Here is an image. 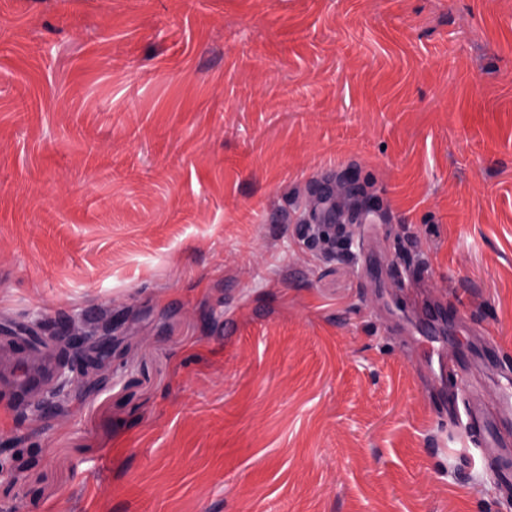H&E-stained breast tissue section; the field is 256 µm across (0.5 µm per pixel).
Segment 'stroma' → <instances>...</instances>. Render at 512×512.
I'll use <instances>...</instances> for the list:
<instances>
[{"mask_svg": "<svg viewBox=\"0 0 512 512\" xmlns=\"http://www.w3.org/2000/svg\"><path fill=\"white\" fill-rule=\"evenodd\" d=\"M352 176L382 221L299 217ZM376 269L368 271L366 256ZM512 371V0H0V512H512L425 384ZM88 337L86 333L68 334L66 336V358L62 366L67 367L76 376H82L87 370L86 360L83 357V349Z\"/></svg>", "mask_w": 512, "mask_h": 512, "instance_id": "35a3bbf8", "label": "stroma"}]
</instances>
